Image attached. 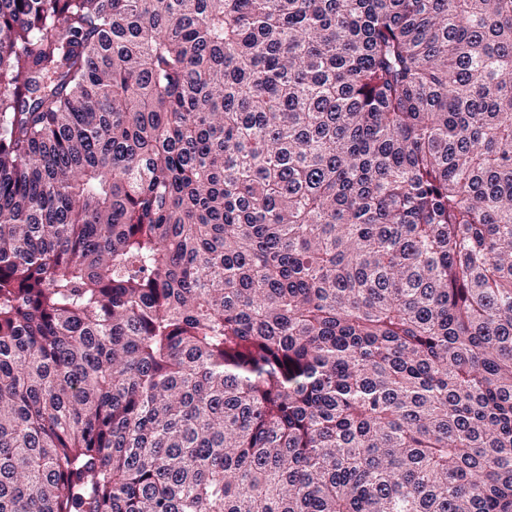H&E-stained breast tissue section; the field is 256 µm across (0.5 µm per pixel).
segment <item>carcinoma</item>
<instances>
[{"label":"carcinoma","mask_w":512,"mask_h":512,"mask_svg":"<svg viewBox=\"0 0 512 512\" xmlns=\"http://www.w3.org/2000/svg\"><path fill=\"white\" fill-rule=\"evenodd\" d=\"M0 512H512V0H0Z\"/></svg>","instance_id":"1"}]
</instances>
